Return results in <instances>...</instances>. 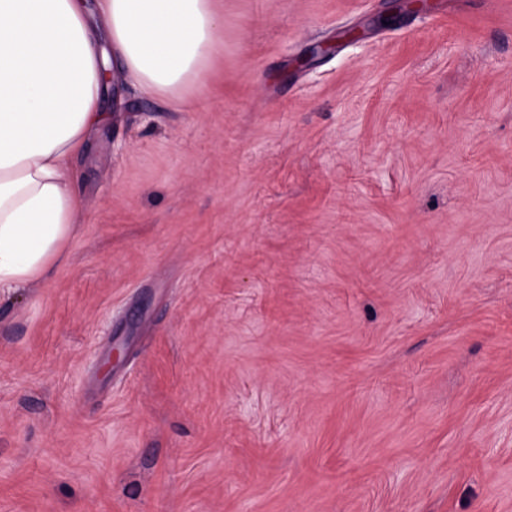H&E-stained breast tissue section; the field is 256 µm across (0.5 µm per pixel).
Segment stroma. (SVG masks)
<instances>
[{"instance_id":"35a3bbf8","label":"stroma","mask_w":512,"mask_h":512,"mask_svg":"<svg viewBox=\"0 0 512 512\" xmlns=\"http://www.w3.org/2000/svg\"><path fill=\"white\" fill-rule=\"evenodd\" d=\"M219 4L0 293V512H512V0Z\"/></svg>"}]
</instances>
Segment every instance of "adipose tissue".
I'll return each instance as SVG.
<instances>
[{
    "label": "adipose tissue",
    "mask_w": 512,
    "mask_h": 512,
    "mask_svg": "<svg viewBox=\"0 0 512 512\" xmlns=\"http://www.w3.org/2000/svg\"><path fill=\"white\" fill-rule=\"evenodd\" d=\"M217 0H0V288L49 279L82 200L72 161L108 119L102 73L202 96Z\"/></svg>",
    "instance_id": "ef3b65f1"
}]
</instances>
